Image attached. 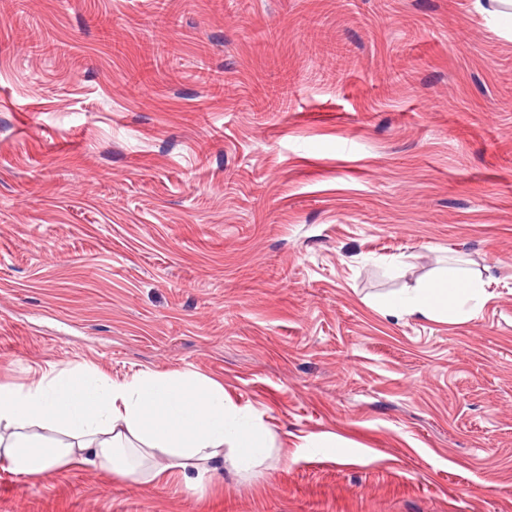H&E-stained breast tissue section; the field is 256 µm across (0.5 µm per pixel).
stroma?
Listing matches in <instances>:
<instances>
[{"mask_svg": "<svg viewBox=\"0 0 512 512\" xmlns=\"http://www.w3.org/2000/svg\"><path fill=\"white\" fill-rule=\"evenodd\" d=\"M486 8L0 0V384L194 371L277 444L198 487L0 462V512H512V35ZM447 265L485 282L472 315L373 308Z\"/></svg>", "mask_w": 512, "mask_h": 512, "instance_id": "1", "label": "stroma"}]
</instances>
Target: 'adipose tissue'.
Instances as JSON below:
<instances>
[{
    "mask_svg": "<svg viewBox=\"0 0 512 512\" xmlns=\"http://www.w3.org/2000/svg\"><path fill=\"white\" fill-rule=\"evenodd\" d=\"M484 295L482 279L447 268L375 305L387 315L453 320ZM272 445L253 410L226 402L221 384L193 372L114 382L65 369L24 386L0 385V461L19 475L81 461L146 482L163 474L200 484L226 464L251 472Z\"/></svg>",
    "mask_w": 512,
    "mask_h": 512,
    "instance_id": "1",
    "label": "adipose tissue"
}]
</instances>
